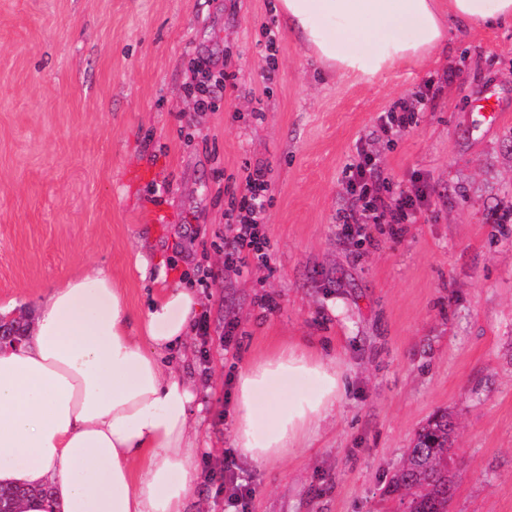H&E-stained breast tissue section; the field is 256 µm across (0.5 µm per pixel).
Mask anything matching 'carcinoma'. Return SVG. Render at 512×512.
<instances>
[{
	"label": "carcinoma",
	"mask_w": 512,
	"mask_h": 512,
	"mask_svg": "<svg viewBox=\"0 0 512 512\" xmlns=\"http://www.w3.org/2000/svg\"><path fill=\"white\" fill-rule=\"evenodd\" d=\"M453 434L446 411L435 413L417 432L402 466L385 488V494L398 500L405 512H448L455 489L449 467L453 461ZM29 494L26 489L0 487V506L16 508Z\"/></svg>",
	"instance_id": "cac0c4a2"
}]
</instances>
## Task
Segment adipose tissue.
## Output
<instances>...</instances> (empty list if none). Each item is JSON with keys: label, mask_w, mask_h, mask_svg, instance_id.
Masks as SVG:
<instances>
[{"label": "adipose tissue", "mask_w": 512, "mask_h": 512, "mask_svg": "<svg viewBox=\"0 0 512 512\" xmlns=\"http://www.w3.org/2000/svg\"><path fill=\"white\" fill-rule=\"evenodd\" d=\"M278 11L323 67L368 78L434 57L450 32L512 30V0H278ZM408 25L410 40L399 34ZM351 33L372 37L373 51L344 47L338 37ZM201 310L196 290L177 284L134 315L97 267L49 289L29 336L0 348V487L28 490L21 512H194L196 381L165 354ZM303 378L318 383L315 396L284 399L274 389ZM345 384L335 358L304 339L250 360L235 384L234 448L276 465L335 413Z\"/></svg>", "instance_id": "ef3b65f1"}]
</instances>
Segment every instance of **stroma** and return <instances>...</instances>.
I'll return each mask as SVG.
<instances>
[{
    "label": "stroma",
    "mask_w": 512,
    "mask_h": 512,
    "mask_svg": "<svg viewBox=\"0 0 512 512\" xmlns=\"http://www.w3.org/2000/svg\"><path fill=\"white\" fill-rule=\"evenodd\" d=\"M276 0H0V313L87 265L141 313L149 283L197 288L207 337L172 350L200 377L192 495L224 512L242 365L311 338L346 371L334 416L281 462L240 460L238 512H398L384 493L436 412L456 425L449 512H512V31L452 36L435 61L374 78L320 66ZM229 74L197 108L194 64ZM413 118L391 136L385 112ZM379 154L426 185L413 224L350 237L349 167ZM271 168L268 264L224 267V212ZM232 338H225L226 325Z\"/></svg>",
    "instance_id": "obj_1"
}]
</instances>
